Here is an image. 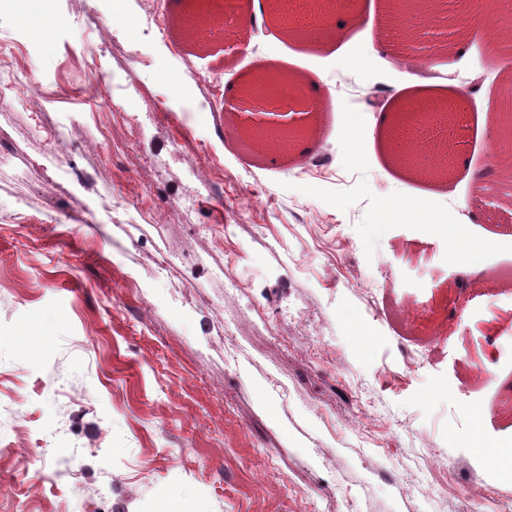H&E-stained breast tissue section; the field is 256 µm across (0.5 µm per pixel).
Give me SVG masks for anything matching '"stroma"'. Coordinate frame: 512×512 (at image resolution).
Returning <instances> with one entry per match:
<instances>
[{
	"label": "stroma",
	"mask_w": 512,
	"mask_h": 512,
	"mask_svg": "<svg viewBox=\"0 0 512 512\" xmlns=\"http://www.w3.org/2000/svg\"><path fill=\"white\" fill-rule=\"evenodd\" d=\"M349 0L340 39L212 19L195 0H54L46 33L0 11V426L56 424L81 450L0 454V512H501L512 482V183L492 158L500 53L466 40L428 67ZM317 78L306 147L243 139L282 112H225L255 75ZM444 102L413 171L390 124ZM67 124L58 141L56 127ZM111 191H104V180ZM486 239L469 287L407 204ZM181 256L161 271L159 261ZM494 376L482 381L483 373ZM56 484L40 483L41 474Z\"/></svg>",
	"instance_id": "obj_1"
}]
</instances>
